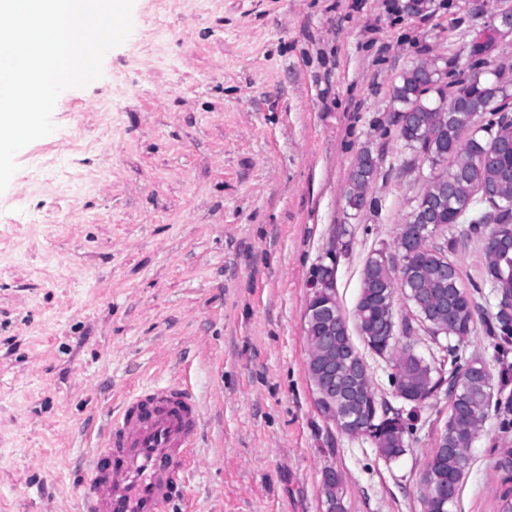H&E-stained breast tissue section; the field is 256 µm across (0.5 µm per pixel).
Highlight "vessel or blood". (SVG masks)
<instances>
[{
	"label": "vessel or blood",
	"mask_w": 512,
	"mask_h": 512,
	"mask_svg": "<svg viewBox=\"0 0 512 512\" xmlns=\"http://www.w3.org/2000/svg\"><path fill=\"white\" fill-rule=\"evenodd\" d=\"M200 408L180 383L130 395L94 448L81 492L82 512H164L183 496Z\"/></svg>",
	"instance_id": "1"
}]
</instances>
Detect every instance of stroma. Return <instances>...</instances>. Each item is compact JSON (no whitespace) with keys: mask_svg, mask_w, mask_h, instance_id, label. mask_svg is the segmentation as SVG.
I'll return each instance as SVG.
<instances>
[{"mask_svg":"<svg viewBox=\"0 0 512 512\" xmlns=\"http://www.w3.org/2000/svg\"><path fill=\"white\" fill-rule=\"evenodd\" d=\"M135 0L94 84L58 98L55 130L0 193V512H79L86 451L135 389L188 382L202 421L188 494L168 512H422L445 391L379 405L414 419L385 462L317 409L305 312L328 250L353 318L372 250L394 247L431 165L398 136L392 89L437 60L512 67V0ZM367 204H346L362 151ZM512 429L488 417L454 512H498ZM343 486V480L341 476L336 473V471L328 469L324 471L323 480H322V489L326 487L327 489H331L336 498V506L334 504L333 494L331 491H325L326 503L329 509V512H345V507L343 504V499L341 495V489Z\"/></svg>","mask_w":512,"mask_h":512,"instance_id":"1","label":"stroma"}]
</instances>
